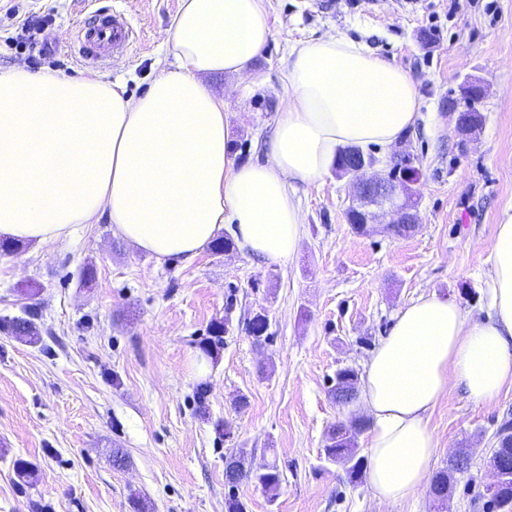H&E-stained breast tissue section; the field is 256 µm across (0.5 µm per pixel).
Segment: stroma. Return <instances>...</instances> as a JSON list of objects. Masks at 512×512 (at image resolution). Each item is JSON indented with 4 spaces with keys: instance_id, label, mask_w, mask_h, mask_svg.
<instances>
[{
    "instance_id": "1",
    "label": "stroma",
    "mask_w": 512,
    "mask_h": 512,
    "mask_svg": "<svg viewBox=\"0 0 512 512\" xmlns=\"http://www.w3.org/2000/svg\"><path fill=\"white\" fill-rule=\"evenodd\" d=\"M178 3L0 0V68L88 74L75 26L92 6L108 7L126 15L137 37L97 73L141 94L167 63ZM451 3L266 0L272 37L253 64L259 83L209 81L232 97L235 152L263 162L287 97L293 43L338 34L405 70L421 106L393 150L414 155L422 171L413 235L357 234L345 215L352 188L331 172L297 186L305 232L282 265L235 250L160 264L105 221L63 242L0 252V320L32 301L41 331L32 345L0 330V512H132L134 493L146 512H224V457L235 448L248 449L252 468L274 462L285 475L273 499L256 483L241 484L246 512H435L424 488L401 503L375 500L366 480L349 482L320 452L332 424L364 413L331 399L337 370H363L406 303L434 291L477 312L486 307L495 228L512 212V0H468L457 11ZM28 19L43 24L51 58L31 49ZM470 78L486 89L483 122L464 132L448 108H467L460 89ZM87 267L95 272L88 282ZM260 310L272 335L261 348L244 329ZM226 317L217 359L198 368L199 342ZM509 414L511 386L484 403L453 387L432 411V470L461 452L470 462L446 512H491L479 493ZM221 421L229 438L215 432ZM117 450L126 465H114ZM19 459L35 469L30 483L15 476Z\"/></svg>"
}]
</instances>
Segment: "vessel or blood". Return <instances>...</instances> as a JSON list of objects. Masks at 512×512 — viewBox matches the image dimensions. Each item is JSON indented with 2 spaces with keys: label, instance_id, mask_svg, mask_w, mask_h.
<instances>
[{
  "label": "vessel or blood",
  "instance_id": "1",
  "mask_svg": "<svg viewBox=\"0 0 512 512\" xmlns=\"http://www.w3.org/2000/svg\"><path fill=\"white\" fill-rule=\"evenodd\" d=\"M135 38V30L123 14L98 9L80 26V53L84 59L97 62L110 54L126 53Z\"/></svg>",
  "mask_w": 512,
  "mask_h": 512
}]
</instances>
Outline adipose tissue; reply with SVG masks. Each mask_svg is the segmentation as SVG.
<instances>
[{
    "label": "adipose tissue",
    "mask_w": 512,
    "mask_h": 512,
    "mask_svg": "<svg viewBox=\"0 0 512 512\" xmlns=\"http://www.w3.org/2000/svg\"><path fill=\"white\" fill-rule=\"evenodd\" d=\"M271 35L263 0H180L172 61L140 95L97 75L0 70V236L48 245L105 217L164 263L196 257L230 224L243 254L291 260L304 234L293 184L321 180L342 147L391 148L420 100L402 68L362 44L337 34L299 41L269 160L242 162L228 103L204 78L254 80ZM492 254L486 314L420 295L365 363L367 477L378 501H406L427 483L428 419L449 386L478 403L512 386V213Z\"/></svg>",
    "instance_id": "obj_1"
}]
</instances>
